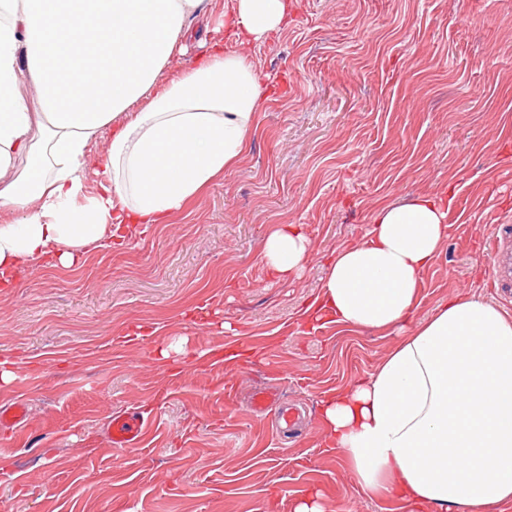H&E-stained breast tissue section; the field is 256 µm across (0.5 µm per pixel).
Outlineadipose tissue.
<instances>
[{
	"label": "adipose tissue",
	"mask_w": 512,
	"mask_h": 512,
	"mask_svg": "<svg viewBox=\"0 0 512 512\" xmlns=\"http://www.w3.org/2000/svg\"><path fill=\"white\" fill-rule=\"evenodd\" d=\"M291 8L234 0L223 26L238 49L207 40L165 82L206 0H0V286L169 223L235 166L265 97L247 48ZM451 204L438 193L377 208L294 325L402 332L373 373L320 402V446L362 492L413 512H497L512 502V316L475 297L416 316ZM311 247L304 225L277 226L262 257L283 279Z\"/></svg>",
	"instance_id": "1"
}]
</instances>
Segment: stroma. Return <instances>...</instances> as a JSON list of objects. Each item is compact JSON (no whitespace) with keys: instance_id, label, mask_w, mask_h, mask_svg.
Here are the masks:
<instances>
[{"instance_id":"1","label":"stroma","mask_w":512,"mask_h":512,"mask_svg":"<svg viewBox=\"0 0 512 512\" xmlns=\"http://www.w3.org/2000/svg\"><path fill=\"white\" fill-rule=\"evenodd\" d=\"M275 39L247 51L268 90L237 164L170 223L0 291V351L21 360L0 406V512H292L322 489L330 512H391L322 452L319 402L373 372L397 333L330 324L293 332L326 259L380 206L450 189L448 243L425 271L419 316L476 295L512 314L489 273L486 235L512 225V0H292ZM305 225L302 275L271 278L267 233ZM157 346L196 352L239 338L266 376L146 363ZM300 412L282 438L251 392ZM148 434L113 447L112 414ZM26 415L25 403L16 402L0 410V422L2 425H8L12 428L19 429L21 432H25L27 430Z\"/></svg>"}]
</instances>
